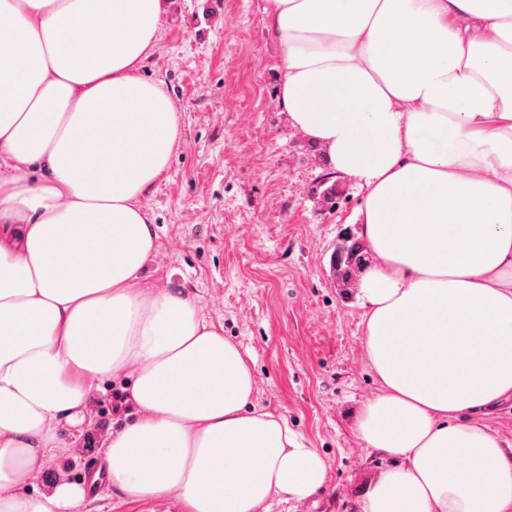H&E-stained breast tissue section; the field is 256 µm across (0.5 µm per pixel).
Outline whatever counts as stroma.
I'll return each mask as SVG.
<instances>
[{
  "mask_svg": "<svg viewBox=\"0 0 512 512\" xmlns=\"http://www.w3.org/2000/svg\"><path fill=\"white\" fill-rule=\"evenodd\" d=\"M161 82L179 115V145L146 198L157 247L144 284L180 290L224 330L256 381L253 405L287 420L326 466L324 487L269 512H361L369 484L392 467L356 429L380 394L363 343V310L337 288L330 258L362 193L342 179L323 201L328 167L279 102L281 47L265 0H167L156 44L140 69ZM67 438L48 461L53 483H80L102 464L104 442ZM84 512H181L99 486Z\"/></svg>",
  "mask_w": 512,
  "mask_h": 512,
  "instance_id": "1",
  "label": "stroma"
}]
</instances>
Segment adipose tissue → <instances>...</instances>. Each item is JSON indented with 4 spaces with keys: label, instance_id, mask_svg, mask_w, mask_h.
I'll return each instance as SVG.
<instances>
[{
    "label": "adipose tissue",
    "instance_id": "1",
    "mask_svg": "<svg viewBox=\"0 0 512 512\" xmlns=\"http://www.w3.org/2000/svg\"><path fill=\"white\" fill-rule=\"evenodd\" d=\"M266 3L291 126L366 190L356 295L383 392L357 432L400 464L362 512H512V456L460 421L512 396V0ZM165 7L0 0V512H82L81 485L28 488L111 377L135 408L107 443L129 496L259 512L326 480L197 302L139 286L179 137L139 74Z\"/></svg>",
    "mask_w": 512,
    "mask_h": 512
}]
</instances>
